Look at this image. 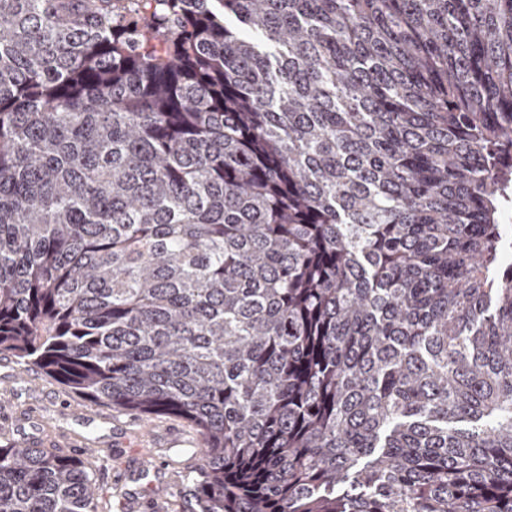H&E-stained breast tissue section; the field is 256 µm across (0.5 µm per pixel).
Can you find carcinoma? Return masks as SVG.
Instances as JSON below:
<instances>
[{
    "mask_svg": "<svg viewBox=\"0 0 512 512\" xmlns=\"http://www.w3.org/2000/svg\"><path fill=\"white\" fill-rule=\"evenodd\" d=\"M511 206L512 0H0V355L188 423L171 512H512Z\"/></svg>",
    "mask_w": 512,
    "mask_h": 512,
    "instance_id": "carcinoma-1",
    "label": "carcinoma"
}]
</instances>
